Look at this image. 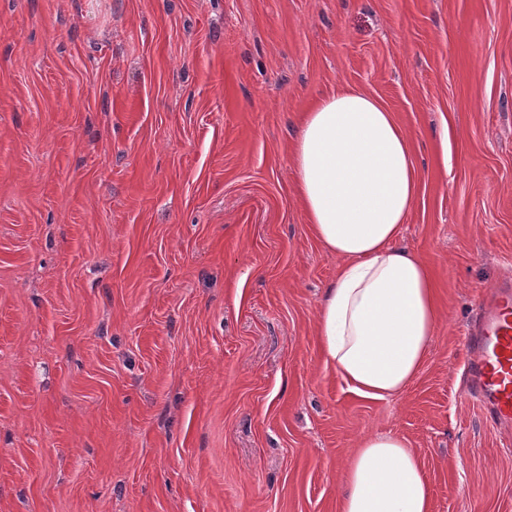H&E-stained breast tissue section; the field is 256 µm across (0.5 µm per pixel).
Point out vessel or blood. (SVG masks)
<instances>
[{"label":"vessel or blood","instance_id":"1","mask_svg":"<svg viewBox=\"0 0 512 512\" xmlns=\"http://www.w3.org/2000/svg\"><path fill=\"white\" fill-rule=\"evenodd\" d=\"M475 396L487 419L512 423V287L501 286L473 338Z\"/></svg>","mask_w":512,"mask_h":512}]
</instances>
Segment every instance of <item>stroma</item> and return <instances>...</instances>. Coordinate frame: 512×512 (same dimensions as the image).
Listing matches in <instances>:
<instances>
[{"mask_svg":"<svg viewBox=\"0 0 512 512\" xmlns=\"http://www.w3.org/2000/svg\"><path fill=\"white\" fill-rule=\"evenodd\" d=\"M349 86L411 139L399 246L441 318L400 395L324 366L339 260L290 144ZM512 277V0H0V512H338L366 434L432 512H512V434L465 394Z\"/></svg>","mask_w":512,"mask_h":512,"instance_id":"1","label":"stroma"}]
</instances>
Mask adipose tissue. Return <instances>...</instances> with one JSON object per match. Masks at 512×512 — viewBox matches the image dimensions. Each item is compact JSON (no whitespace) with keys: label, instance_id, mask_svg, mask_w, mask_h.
Masks as SVG:
<instances>
[{"label":"adipose tissue","instance_id":"ef3b65f1","mask_svg":"<svg viewBox=\"0 0 512 512\" xmlns=\"http://www.w3.org/2000/svg\"><path fill=\"white\" fill-rule=\"evenodd\" d=\"M292 163L313 236L341 260L316 313L324 362L360 398L398 395L420 370L438 323L430 268L397 244L419 195L410 140L377 99L349 88L301 114ZM339 512H432L407 440L360 439Z\"/></svg>","mask_w":512,"mask_h":512}]
</instances>
